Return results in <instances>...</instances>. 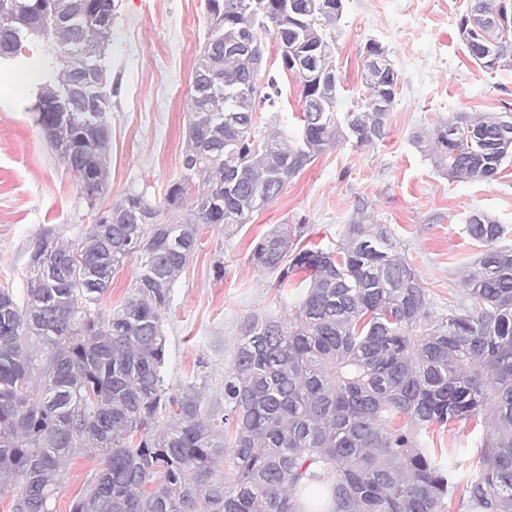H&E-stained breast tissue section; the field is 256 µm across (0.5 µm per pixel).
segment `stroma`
Returning a JSON list of instances; mask_svg holds the SVG:
<instances>
[{
    "mask_svg": "<svg viewBox=\"0 0 512 512\" xmlns=\"http://www.w3.org/2000/svg\"><path fill=\"white\" fill-rule=\"evenodd\" d=\"M112 45L104 64L112 76L109 191L106 202L136 192L159 202L182 174L192 72L208 32L205 0H115ZM333 61L340 108L364 93L363 47L376 40L399 74L385 137L370 146H328L250 223L205 227L175 287L166 315L163 368L167 384L195 381L208 396L224 392L234 344L250 317H282L301 298L308 271L280 287L273 272L250 260L256 241L285 224L304 247L338 244L357 212L390 225L427 291L433 315L447 314L460 278L481 251L462 232L475 213L494 216L512 244V162L496 181L450 179L433 155L412 141L454 116L512 113V71L487 73L459 34L470 0H344ZM36 77L25 65L0 62V285L25 288L28 247L45 230L72 237L89 222L77 183L34 122ZM480 435L471 423L434 431L426 447L443 464L469 470ZM96 464L73 457L52 502L72 512Z\"/></svg>",
    "mask_w": 512,
    "mask_h": 512,
    "instance_id": "35a3bbf8",
    "label": "stroma"
}]
</instances>
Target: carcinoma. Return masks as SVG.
Instances as JSON below:
<instances>
[{"label": "carcinoma", "instance_id": "carcinoma-1", "mask_svg": "<svg viewBox=\"0 0 512 512\" xmlns=\"http://www.w3.org/2000/svg\"><path fill=\"white\" fill-rule=\"evenodd\" d=\"M329 0H206L208 34L193 72L182 174L159 203L108 187L112 77L87 72L77 46L104 56L115 0H0V60L24 56L39 86L35 123L80 187L90 222L67 238L35 237L26 292L0 286V499L10 512H52L59 475L76 455L98 469L72 512H299L305 492L325 512H444L458 486L466 512H512V247L496 218L474 213L463 233L482 250L465 292L434 317L426 289L391 228L360 216L334 248H298L288 225L266 232L251 262L280 283L310 270L295 313L246 319L224 377V401L177 388L162 372L164 315L205 226L250 222L331 143L385 137L398 85L391 59L365 99L337 110ZM501 0H473L465 19ZM506 22L465 39L485 72L512 70V0ZM318 47L321 83L300 85L288 132L261 128L243 96L259 84L262 37ZM245 39L251 50L230 51ZM221 77L210 95L208 84ZM66 105L51 111L46 88ZM448 177L497 180L512 158V114L462 115L429 141ZM130 297L101 300L130 259ZM475 421L483 437L477 475L444 467L423 436Z\"/></svg>", "mask_w": 512, "mask_h": 512}]
</instances>
